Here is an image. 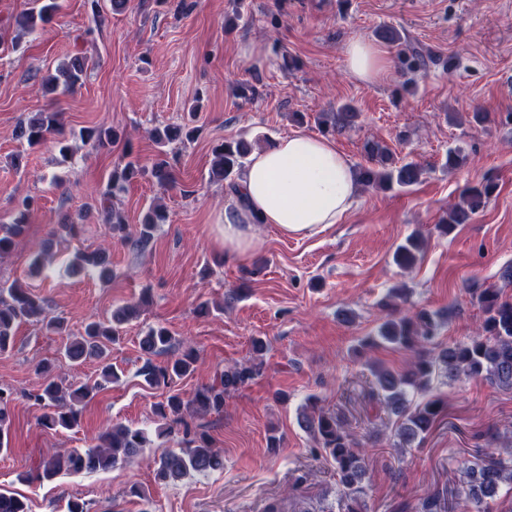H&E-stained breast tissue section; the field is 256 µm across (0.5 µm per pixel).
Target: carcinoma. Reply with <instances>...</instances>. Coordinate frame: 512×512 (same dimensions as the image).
Here are the masks:
<instances>
[{"instance_id":"carcinoma-1","label":"carcinoma","mask_w":512,"mask_h":512,"mask_svg":"<svg viewBox=\"0 0 512 512\" xmlns=\"http://www.w3.org/2000/svg\"><path fill=\"white\" fill-rule=\"evenodd\" d=\"M59 9V0H41L38 9L19 13L15 24L23 33L32 34L49 22ZM87 69L86 58L75 56L44 75L42 87L48 93L73 90L82 84ZM59 126V113L38 112L28 121L20 123L18 136L28 147L34 148L46 143L48 136L58 131ZM193 135L194 129L181 126L167 125L153 131V139L161 148L176 141H188ZM80 139L84 144L98 148L114 142L117 133L111 128H87L80 132ZM253 149L254 143L244 138L226 139L214 146L210 179L226 181L239 175ZM364 150L371 162V165L359 168L360 184L365 187H409L419 183L425 174V169L415 162L396 164L387 148L377 141L366 143ZM164 155L165 152H160L149 168L137 160L118 161L100 200L109 232L137 251L148 245L157 225L166 222L164 209L160 206L149 208L132 235L127 232L123 215L108 202L126 185L146 175L160 186L168 185L172 180V169ZM496 189L497 184L492 180L467 189L462 201L448 209V216L437 225L438 231L448 235L457 225L467 223ZM35 204L36 200L32 197L22 199L15 207L12 221L0 227V256L10 252L16 239L24 234L29 213ZM81 231L82 225L75 221L59 225L54 240L45 244L42 252H53L66 238H74ZM423 245L424 240L420 236L414 234L407 237L395 252L396 263L405 268L413 266L423 252ZM72 267L76 273L93 271L101 279L111 275L109 255L101 249L78 253ZM476 297L485 315L482 333L466 341L437 351L434 340L439 334L440 325L436 315L421 309L397 317L388 304L385 305L386 315L376 335L364 340L367 347L387 344L415 354V361L402 372L389 369L375 371V395L395 416L397 436L405 445L410 446L416 440L424 439L443 410V401L438 397L416 406L412 405L410 399L416 393L431 391L435 374L443 373L453 378L464 376L512 389V300L493 287L477 290ZM148 303L149 294L145 291L137 299L113 311L111 319L89 322L84 334L64 344L63 358L66 361L75 364L96 359L102 363L101 381L93 385H65L46 379L36 391L27 395L34 404L48 409L41 419L42 426L72 429L79 425L83 403L92 397L95 390L118 379L112 365L107 363L109 344L118 339L121 326L136 317ZM31 318L46 320V328L54 333L61 335L65 332L63 320L47 317L42 300L15 280L1 281L0 354L13 348L16 328ZM139 345L142 353L148 356L141 376L149 386L169 388L175 380L194 370L196 356L191 346L163 365L152 362L151 356L173 345L170 331L162 324L148 327ZM261 366L260 362L249 361L229 366L217 376L215 383L198 388L190 398L170 393L155 406L156 416L163 421L158 434H167L176 429L182 433L179 450L169 451L154 460L156 480L175 482L193 474L205 475L224 468L223 456L213 448L209 435L194 426V419L223 410L225 397L260 375ZM12 396L11 390L0 387V451L8 450V405ZM298 422L312 437L315 448L335 465L342 492L341 512H366L362 487L365 461L357 451L358 442L352 434L335 414L314 404L303 407L298 414ZM149 442L145 430L117 423L100 434L96 443L87 448H60L44 457L35 479L41 481L61 474L108 472L119 464L138 459L149 447ZM463 473L466 489L456 493V497H465L474 505L475 512H487L482 507L486 500L498 496L504 486L512 489V449L505 448L501 452L490 450L466 464ZM0 512H29V508L20 497L0 494Z\"/></svg>"}]
</instances>
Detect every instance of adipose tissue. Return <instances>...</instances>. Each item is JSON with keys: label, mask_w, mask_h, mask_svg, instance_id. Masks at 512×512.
Listing matches in <instances>:
<instances>
[{"label": "adipose tissue", "mask_w": 512, "mask_h": 512, "mask_svg": "<svg viewBox=\"0 0 512 512\" xmlns=\"http://www.w3.org/2000/svg\"><path fill=\"white\" fill-rule=\"evenodd\" d=\"M348 73L375 83L392 75L390 55L356 38L345 49ZM358 175L333 140L307 133L280 136L249 156L218 226L224 254L243 259L258 242V227L307 238L341 222L357 200Z\"/></svg>", "instance_id": "obj_1"}]
</instances>
